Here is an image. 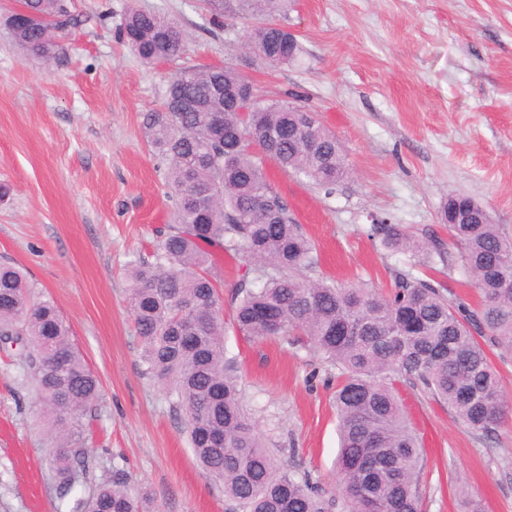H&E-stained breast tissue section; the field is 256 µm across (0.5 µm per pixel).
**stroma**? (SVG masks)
Listing matches in <instances>:
<instances>
[{
	"mask_svg": "<svg viewBox=\"0 0 512 512\" xmlns=\"http://www.w3.org/2000/svg\"><path fill=\"white\" fill-rule=\"evenodd\" d=\"M132 5L177 21L184 55L147 65L122 45ZM71 12L66 50L48 63L0 29V261L53 298L100 379L88 477L120 468L162 512H225L183 416L142 375L126 300L130 261L156 250L173 215L144 113L182 65L228 64L264 98L293 94L343 145L350 175L328 194L266 158L268 183L314 242L315 276L384 291L410 261L368 237L375 221L444 243L441 211L465 194L512 234V0H285L270 19L300 52L275 69L243 49L250 21L237 0L218 19L203 0H71ZM224 346L266 447L338 494L336 369L278 339L230 332ZM400 395L424 448L422 512H460L463 482L483 512H512V421L485 438L421 386ZM50 451L21 361L0 351V512H72Z\"/></svg>",
	"mask_w": 512,
	"mask_h": 512,
	"instance_id": "obj_1",
	"label": "stroma"
}]
</instances>
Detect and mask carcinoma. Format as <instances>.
<instances>
[{
	"mask_svg": "<svg viewBox=\"0 0 512 512\" xmlns=\"http://www.w3.org/2000/svg\"><path fill=\"white\" fill-rule=\"evenodd\" d=\"M282 0H241L255 22L245 45L259 56L279 40L272 66L295 60L299 43L268 16ZM43 27L4 25L27 55L42 59L64 50L61 33L75 23L67 0H21ZM170 34L169 55L185 50L175 23L135 7L118 38L146 64L162 59L159 39ZM249 89L229 66H186L166 80L160 108L147 112L142 134L163 165L175 201L174 223L158 231L153 260L129 265V301L142 341L143 374L163 386L184 415L190 448L206 475L219 483L230 512H330L322 489L288 471L265 447L247 409L237 361L224 347V298L211 272L213 252L247 260L249 269L230 295L236 330L253 339L300 343L338 369L339 451L346 512H420L423 457L419 437L396 386L420 385L453 416L487 437L503 423L500 378L480 342L512 352V237L466 195L448 197L441 213L459 262L481 291L476 310L452 298L446 282L400 272L391 291L313 280L315 247L267 183L251 150L330 194L348 177L336 137L286 99L263 100L259 112H240L231 98ZM367 235L415 267L452 262L437 241L418 238L385 220ZM0 346L24 358V380L44 405L55 443L51 464L60 501L84 512H158L150 495L121 469L87 485L85 431L100 397V382L71 340L52 298L36 296L27 272L0 263Z\"/></svg>",
	"mask_w": 512,
	"mask_h": 512,
	"instance_id": "cac0c4a2",
	"label": "carcinoma"
}]
</instances>
